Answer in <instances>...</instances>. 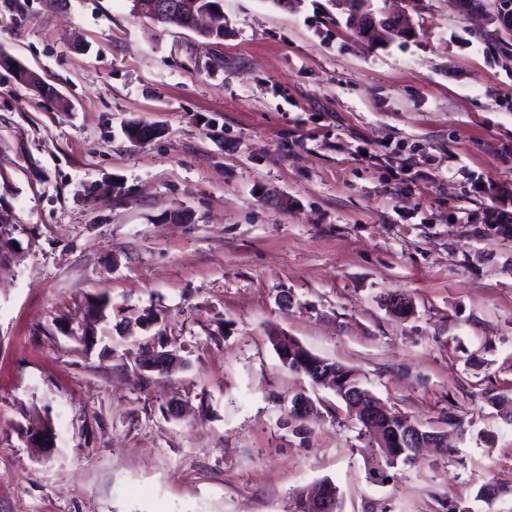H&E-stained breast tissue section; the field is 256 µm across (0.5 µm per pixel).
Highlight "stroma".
<instances>
[{
  "label": "stroma",
  "instance_id": "1",
  "mask_svg": "<svg viewBox=\"0 0 512 512\" xmlns=\"http://www.w3.org/2000/svg\"><path fill=\"white\" fill-rule=\"evenodd\" d=\"M223 4L206 40L130 0H0V512H297L324 479L342 512H512V224L486 221L506 0H373L413 19L389 43L346 0ZM97 294L85 347L62 317ZM276 333L413 420L456 415L453 450L387 466ZM158 344L183 367L142 370Z\"/></svg>",
  "mask_w": 512,
  "mask_h": 512
}]
</instances>
